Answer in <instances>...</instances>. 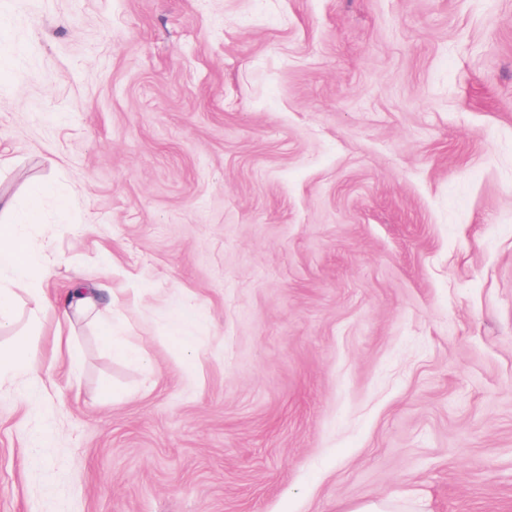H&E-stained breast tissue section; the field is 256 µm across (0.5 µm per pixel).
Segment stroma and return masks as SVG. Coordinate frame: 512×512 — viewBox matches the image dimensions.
Returning a JSON list of instances; mask_svg holds the SVG:
<instances>
[{
    "mask_svg": "<svg viewBox=\"0 0 512 512\" xmlns=\"http://www.w3.org/2000/svg\"><path fill=\"white\" fill-rule=\"evenodd\" d=\"M37 183L0 512H512V0H0ZM22 377L34 384L42 382L32 349L24 337L9 347H0V388Z\"/></svg>",
    "mask_w": 512,
    "mask_h": 512,
    "instance_id": "obj_1",
    "label": "stroma"
}]
</instances>
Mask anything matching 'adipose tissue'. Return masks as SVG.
<instances>
[{"instance_id":"ef3b65f1","label":"adipose tissue","mask_w":512,"mask_h":512,"mask_svg":"<svg viewBox=\"0 0 512 512\" xmlns=\"http://www.w3.org/2000/svg\"><path fill=\"white\" fill-rule=\"evenodd\" d=\"M45 186L38 185L30 192V207L14 224L0 225V269L7 270L9 280L0 282V321L13 314L16 290L42 293L56 263L54 254L45 247L35 248L23 234L21 227L34 223ZM40 383L36 359L25 338H17L8 347H0V386L16 378Z\"/></svg>"}]
</instances>
